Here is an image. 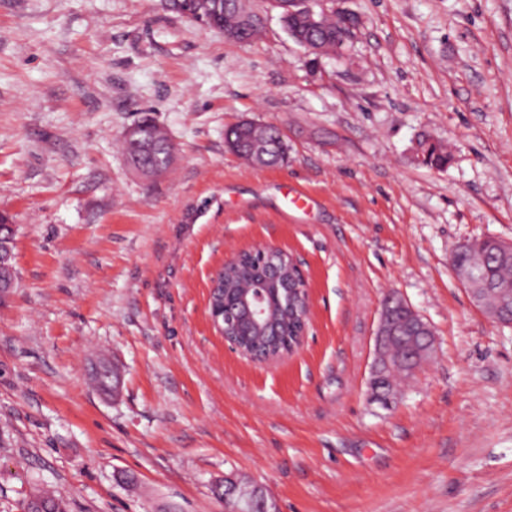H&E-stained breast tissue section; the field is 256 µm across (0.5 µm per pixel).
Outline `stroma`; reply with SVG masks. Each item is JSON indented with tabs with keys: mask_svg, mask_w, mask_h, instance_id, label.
<instances>
[{
	"mask_svg": "<svg viewBox=\"0 0 512 512\" xmlns=\"http://www.w3.org/2000/svg\"><path fill=\"white\" fill-rule=\"evenodd\" d=\"M334 4L356 34L313 68L266 0L250 43L164 0H0V512L44 488L69 512H224L227 481L277 512H512V325L452 263L512 243V0ZM147 112L175 147L155 178L120 147ZM244 120L281 126L287 162L230 152ZM425 137L447 166L420 163ZM265 246L309 292L275 364L208 306L215 270ZM390 297L434 350L383 400ZM411 311L413 316L417 319L421 329L425 332L426 336H413L412 340L409 343H406V335L389 336V330L386 321V310L383 308L381 321L376 336L375 362L373 368V378L375 377L374 380L380 375L382 369L385 370L392 364L393 358L391 357L389 346L391 342L395 340H400L404 345L407 346V361L403 363V367L408 368L406 370L404 369V375L409 376L414 371L415 368L411 364L412 359L420 358L422 362L429 357L433 345V332L426 322L417 316L413 310ZM414 337L423 338L425 341L422 344L417 345L414 342Z\"/></svg>",
	"mask_w": 512,
	"mask_h": 512,
	"instance_id": "obj_1",
	"label": "stroma"
}]
</instances>
